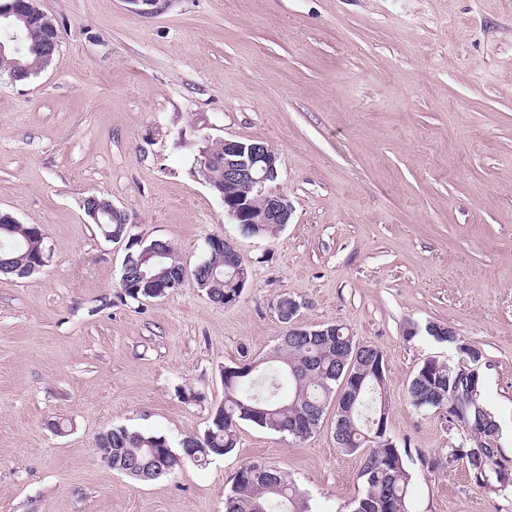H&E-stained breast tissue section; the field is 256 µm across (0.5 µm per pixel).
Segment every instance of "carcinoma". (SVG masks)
<instances>
[{"mask_svg": "<svg viewBox=\"0 0 512 512\" xmlns=\"http://www.w3.org/2000/svg\"><path fill=\"white\" fill-rule=\"evenodd\" d=\"M45 66L40 42L24 39L16 51L0 55V72L37 70ZM45 251L44 237L32 231L30 224L12 225V233L0 234V255L26 261ZM207 262L215 268L216 280L210 282L214 295L224 297V304L239 301L240 288L233 269L224 265V252L208 251ZM138 268L122 270L121 295L140 303L152 298L151 284L142 280ZM165 271L168 281L165 292L183 284L186 277L203 287L209 274L189 269L178 250L167 251L154 272ZM303 303L279 299L275 311L283 324L287 341L279 343L266 361H243L230 367L232 377L224 381V403L212 413L204 434L183 437L172 447L162 435L145 434L124 426L112 428L107 437H98L95 447L112 449V470L132 479L155 481L171 475L186 461L203 466L214 458L232 452L237 445V429L242 421L272 430L284 436L304 440L316 432L322 423L327 404L347 390L356 391V401L343 415V445L338 450L346 454L360 453L364 457L361 471L364 488L353 512H409L408 492L411 474L406 460L408 448L391 447L388 426H378L383 391L386 387L372 375L368 366L357 371V384L344 381L352 359L349 330L332 326L329 336H306L305 329L295 325ZM455 390L454 378L448 376V365L427 359L418 367L408 386L410 404L417 408H439L448 405V394ZM470 424L467 434L484 438L482 446L475 444L453 448L445 457L448 465L465 463L472 478L485 482L494 463L492 436L496 419L481 398L470 401ZM307 414L305 430L296 425ZM224 512H312L310 498L288 480V474L260 460L244 464L235 473L232 485L224 495Z\"/></svg>", "mask_w": 512, "mask_h": 512, "instance_id": "cac0c4a2", "label": "carcinoma"}]
</instances>
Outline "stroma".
<instances>
[{
	"mask_svg": "<svg viewBox=\"0 0 512 512\" xmlns=\"http://www.w3.org/2000/svg\"><path fill=\"white\" fill-rule=\"evenodd\" d=\"M61 47L29 81L0 76V210L42 228L49 261L0 277V512H224L240 466L287 472L318 512H353L363 457L337 450L335 413L298 441L241 423L237 446L140 482L101 464L125 426L177 442L224 401V366L272 354L280 295L308 326L340 323L380 349L390 433L411 450L410 512H512V0H40ZM279 155L295 206L249 237L195 173L203 138ZM108 196L130 232L187 266L213 236L250 278L239 301L193 280L118 298L126 241L82 202ZM454 326L484 352L500 426L497 472L433 468L464 442L445 411L414 408L425 359L455 350L408 323ZM199 394L196 402L186 393Z\"/></svg>",
	"mask_w": 512,
	"mask_h": 512,
	"instance_id": "35a3bbf8",
	"label": "stroma"
}]
</instances>
